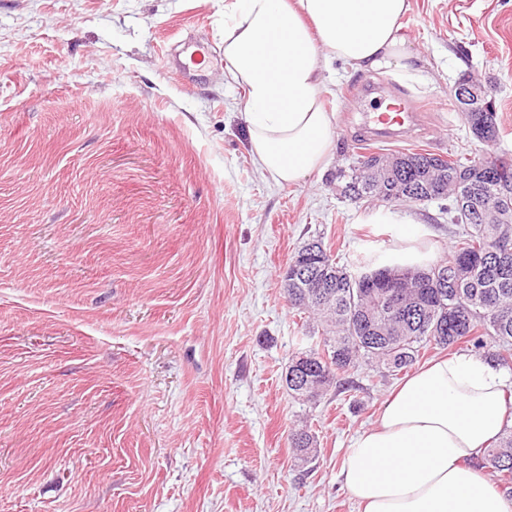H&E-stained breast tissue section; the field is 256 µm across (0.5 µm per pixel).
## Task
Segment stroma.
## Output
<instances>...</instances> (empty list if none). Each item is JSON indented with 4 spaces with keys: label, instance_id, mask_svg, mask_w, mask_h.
I'll return each mask as SVG.
<instances>
[{
    "label": "stroma",
    "instance_id": "obj_1",
    "mask_svg": "<svg viewBox=\"0 0 512 512\" xmlns=\"http://www.w3.org/2000/svg\"><path fill=\"white\" fill-rule=\"evenodd\" d=\"M224 2L0 0V512H357L338 466L400 378L364 365L294 401L281 377L322 327L284 271L308 240L352 264L411 227L451 252V200L378 224L381 202L345 197L336 172L364 155L512 160V0H411L424 84L332 63L334 151L293 186L253 164L223 55L192 84L167 71L177 46L223 47ZM466 76L492 92L493 144L452 100ZM371 80L422 105L417 137L368 140ZM290 447L294 449L295 458L307 462L317 452L315 436L305 428L292 429L288 435Z\"/></svg>",
    "mask_w": 512,
    "mask_h": 512
}]
</instances>
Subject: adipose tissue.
Wrapping results in <instances>:
<instances>
[{
    "mask_svg": "<svg viewBox=\"0 0 512 512\" xmlns=\"http://www.w3.org/2000/svg\"><path fill=\"white\" fill-rule=\"evenodd\" d=\"M410 0H225L224 75L245 89L252 162L292 186L329 163L334 113L320 61L421 81L402 20ZM512 412V375L474 355L436 359L388 395L340 466L361 512H512L478 467Z\"/></svg>",
    "mask_w": 512,
    "mask_h": 512,
    "instance_id": "ef3b65f1",
    "label": "adipose tissue"
}]
</instances>
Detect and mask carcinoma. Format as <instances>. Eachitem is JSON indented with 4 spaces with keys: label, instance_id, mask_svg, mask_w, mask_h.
Returning <instances> with one entry per match:
<instances>
[{
    "label": "carcinoma",
    "instance_id": "carcinoma-1",
    "mask_svg": "<svg viewBox=\"0 0 512 512\" xmlns=\"http://www.w3.org/2000/svg\"><path fill=\"white\" fill-rule=\"evenodd\" d=\"M472 161L444 159L429 152H408L392 157L380 177L394 185V201H408L409 183L426 185L440 199L453 198L451 222L462 225L459 239L447 258L424 266L389 265L380 257L363 256L354 274L336 262L322 240L305 243L291 258L306 270L284 280L288 301L311 312L325 325L322 347L298 352L288 359L299 382L288 385L292 398L310 402L329 387L340 385L360 362L375 365L382 375H393L414 365L434 348L450 349L470 343L486 350L496 366H512V197L502 198L493 178L477 175L462 191L455 184L458 169ZM350 183L359 184L354 198L371 197L374 184L357 168ZM453 270L459 287L439 295L437 288L420 287V277L436 269ZM404 271L399 301L402 317H391L379 297V270ZM295 459L306 462L317 452L315 436L305 428L288 435ZM496 473L502 489H512V427L504 428L482 458Z\"/></svg>",
    "mask_w": 512,
    "mask_h": 512
}]
</instances>
